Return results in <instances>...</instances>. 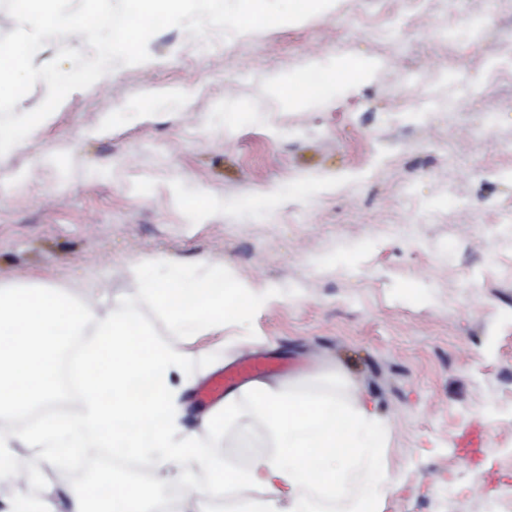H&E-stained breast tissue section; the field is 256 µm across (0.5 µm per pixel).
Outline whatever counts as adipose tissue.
Listing matches in <instances>:
<instances>
[{
    "label": "adipose tissue",
    "instance_id": "1",
    "mask_svg": "<svg viewBox=\"0 0 512 512\" xmlns=\"http://www.w3.org/2000/svg\"><path fill=\"white\" fill-rule=\"evenodd\" d=\"M153 263L169 271L146 284L156 308L173 322L163 342L141 329L136 312L114 309L101 297L77 301L48 286L0 285V406L24 409L37 398H57L56 360L68 338L88 326L96 338L65 416L31 430L0 428V480L12 476L20 454L39 468L52 453L113 447L162 467L200 446L183 424L186 387L172 384L170 374L184 363L188 346L223 328L226 310L259 301L245 286L225 283L223 271L182 281L173 260ZM336 384L343 393L333 398L287 393L275 380L228 392L225 412L249 403L250 432L270 433L278 452L254 458L246 469L210 459V484L230 493L225 512H237L259 490L267 500L255 503L254 512L281 502L284 512H381L389 479L379 450L388 426L350 379L337 375Z\"/></svg>",
    "mask_w": 512,
    "mask_h": 512
}]
</instances>
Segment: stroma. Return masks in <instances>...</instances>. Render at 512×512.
I'll list each match as a JSON object with an SVG mask.
<instances>
[{"mask_svg": "<svg viewBox=\"0 0 512 512\" xmlns=\"http://www.w3.org/2000/svg\"><path fill=\"white\" fill-rule=\"evenodd\" d=\"M148 50L0 156V284L92 290L165 340L170 319L133 282L161 270L141 259L171 258L187 279L223 264L262 304L231 313L173 383L265 354L296 364L284 385L324 395L319 375L342 370L389 426L382 512H512V14L496 0H336L219 51L177 27ZM362 58L379 62L370 76L334 80ZM312 68L303 104L274 93ZM459 73L489 96L430 110L403 84L443 97ZM475 422L477 468L455 450ZM225 431L202 435L205 454L246 466ZM111 458L88 448L35 472L16 457L0 502ZM204 472L189 459L145 483L161 498Z\"/></svg>", "mask_w": 512, "mask_h": 512, "instance_id": "1", "label": "stroma"}]
</instances>
